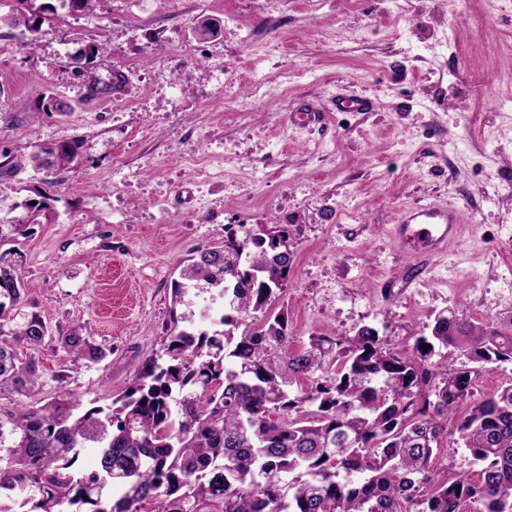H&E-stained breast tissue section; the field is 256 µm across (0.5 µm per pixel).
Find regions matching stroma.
<instances>
[{
    "label": "stroma",
    "mask_w": 512,
    "mask_h": 512,
    "mask_svg": "<svg viewBox=\"0 0 512 512\" xmlns=\"http://www.w3.org/2000/svg\"><path fill=\"white\" fill-rule=\"evenodd\" d=\"M207 18L223 28L198 39ZM90 43L105 53L88 70ZM109 70L121 84L94 91ZM47 94L67 114L37 113ZM304 104L321 123H293ZM73 140L69 167L0 175L1 219L51 199L21 247L29 297L107 352L35 351L41 399L121 394L164 340L179 263L228 224L287 225L275 306L296 350L362 325L403 349L440 311H512V0H97L33 41L1 26L0 156ZM424 205L460 210V234L414 286L382 291L413 263L394 226Z\"/></svg>",
    "instance_id": "obj_1"
}]
</instances>
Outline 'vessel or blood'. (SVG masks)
<instances>
[{
    "label": "vessel or blood",
    "instance_id": "b4317fda",
    "mask_svg": "<svg viewBox=\"0 0 512 512\" xmlns=\"http://www.w3.org/2000/svg\"><path fill=\"white\" fill-rule=\"evenodd\" d=\"M460 222V213L452 208L408 210L395 227V240L400 248L412 252L416 262L411 268L398 272L397 281L408 287L425 274L428 260L446 250L455 240Z\"/></svg>",
    "mask_w": 512,
    "mask_h": 512
}]
</instances>
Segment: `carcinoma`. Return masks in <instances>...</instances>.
<instances>
[{
	"instance_id": "cac0c4a2",
	"label": "carcinoma",
	"mask_w": 512,
	"mask_h": 512,
	"mask_svg": "<svg viewBox=\"0 0 512 512\" xmlns=\"http://www.w3.org/2000/svg\"><path fill=\"white\" fill-rule=\"evenodd\" d=\"M35 2L13 0L0 24L34 39L58 11L88 14L95 0ZM79 148L38 146L25 163L64 168ZM48 200L24 199L0 225V244L16 246L0 253V395L19 397L0 411V512H512V379L473 392L480 371L512 363V315L476 323L441 311L402 351L366 325L296 351L288 313L274 308L292 265L286 224H227L223 245L190 253L162 352L111 404L85 409L65 391L25 403L41 376L17 347L54 338L79 359L106 357L80 327L55 337L27 298L18 246ZM192 291L223 301L213 330L177 313ZM450 347L466 362L448 363ZM448 439L477 479L451 460L432 467ZM83 448L99 449L89 474L77 470Z\"/></svg>"
}]
</instances>
